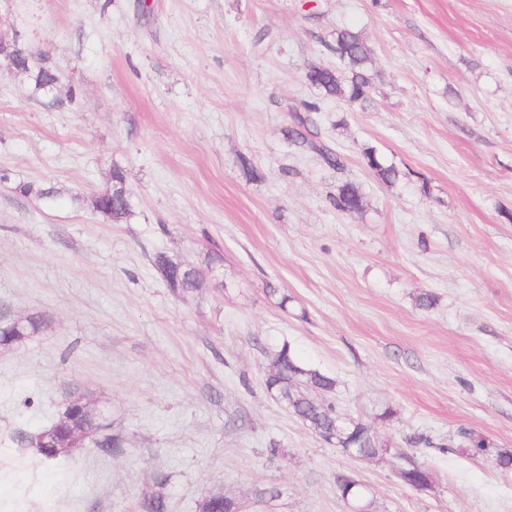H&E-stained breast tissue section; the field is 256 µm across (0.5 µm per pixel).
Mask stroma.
Instances as JSON below:
<instances>
[{
  "label": "stroma",
  "instance_id": "stroma-1",
  "mask_svg": "<svg viewBox=\"0 0 512 512\" xmlns=\"http://www.w3.org/2000/svg\"><path fill=\"white\" fill-rule=\"evenodd\" d=\"M341 28L369 49L362 102L307 78L344 71ZM0 31L59 74L37 95L0 67V312L42 321L0 350V512H138L157 490L169 512L214 490L347 512L342 473L371 512H512V469L458 452L464 431L512 450V0H0ZM310 102L342 170L286 134ZM116 165L117 224L92 205ZM346 181L360 212L329 203ZM158 252L200 288L171 294ZM285 342L386 451L354 459L266 390ZM75 393L123 448L62 468L27 440ZM414 434L425 491L398 477Z\"/></svg>",
  "mask_w": 512,
  "mask_h": 512
}]
</instances>
